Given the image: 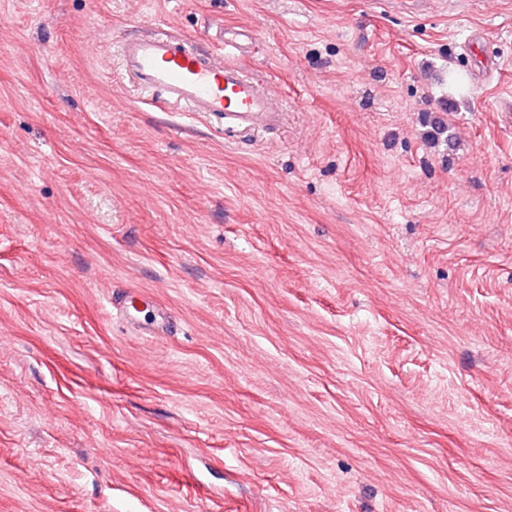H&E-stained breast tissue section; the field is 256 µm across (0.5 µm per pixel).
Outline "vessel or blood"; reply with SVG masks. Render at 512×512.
Wrapping results in <instances>:
<instances>
[{
    "label": "vessel or blood",
    "mask_w": 512,
    "mask_h": 512,
    "mask_svg": "<svg viewBox=\"0 0 512 512\" xmlns=\"http://www.w3.org/2000/svg\"><path fill=\"white\" fill-rule=\"evenodd\" d=\"M119 54L124 73L156 94L164 110L219 117L228 132L272 126L281 118L280 107L254 77L193 48L188 38L129 34Z\"/></svg>",
    "instance_id": "obj_1"
}]
</instances>
